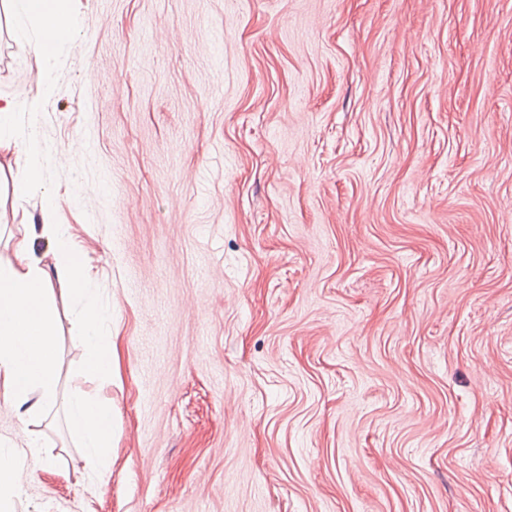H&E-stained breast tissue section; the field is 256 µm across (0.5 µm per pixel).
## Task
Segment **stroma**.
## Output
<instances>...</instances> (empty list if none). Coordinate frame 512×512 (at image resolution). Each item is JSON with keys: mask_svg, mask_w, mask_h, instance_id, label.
Wrapping results in <instances>:
<instances>
[{"mask_svg": "<svg viewBox=\"0 0 512 512\" xmlns=\"http://www.w3.org/2000/svg\"><path fill=\"white\" fill-rule=\"evenodd\" d=\"M0 15L13 138L112 312L0 512H512V0H68ZM66 0H2L4 14L20 16L32 21L38 35L31 41L23 28L15 32V40L27 49L38 74L47 71L59 46L73 34L72 15L66 10ZM65 409L68 430L84 448L95 477L104 481L106 450L112 446V406L75 390L66 398Z\"/></svg>", "mask_w": 512, "mask_h": 512, "instance_id": "35a3bbf8", "label": "stroma"}]
</instances>
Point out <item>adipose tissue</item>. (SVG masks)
I'll use <instances>...</instances> for the list:
<instances>
[{"instance_id": "ef3b65f1", "label": "adipose tissue", "mask_w": 512, "mask_h": 512, "mask_svg": "<svg viewBox=\"0 0 512 512\" xmlns=\"http://www.w3.org/2000/svg\"><path fill=\"white\" fill-rule=\"evenodd\" d=\"M0 11L34 23L36 39L20 29L15 40L27 49L38 73H45L59 46L73 34L65 0H0ZM14 109L12 101L0 98V155L13 154L16 161L15 171L0 170V183L13 185L16 202L11 211L20 212L36 197L47 213L51 202L43 182L39 132L33 128L24 141L14 140L9 134ZM40 236L53 246L52 267L44 266L27 237L13 253L0 252V397L31 419L64 401L67 427L102 480L108 473L106 450L112 445V407L77 390L60 398L55 296L63 294L79 305L80 340L87 352L83 372L93 378L105 380L112 374L113 346L104 340L112 315L95 303L84 255L64 225L44 220Z\"/></svg>"}]
</instances>
